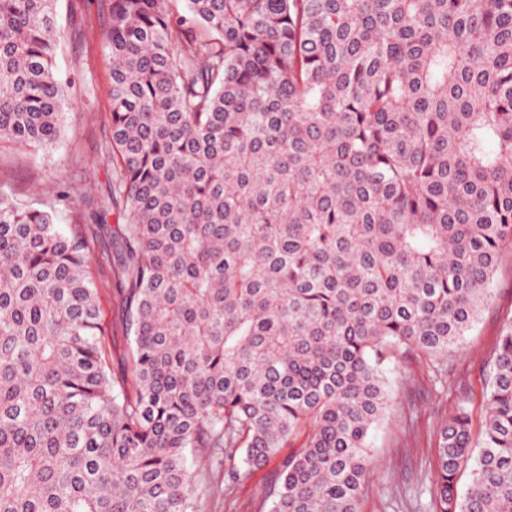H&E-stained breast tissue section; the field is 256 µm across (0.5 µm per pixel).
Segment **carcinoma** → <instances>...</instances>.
Returning <instances> with one entry per match:
<instances>
[{
	"label": "carcinoma",
	"mask_w": 512,
	"mask_h": 512,
	"mask_svg": "<svg viewBox=\"0 0 512 512\" xmlns=\"http://www.w3.org/2000/svg\"><path fill=\"white\" fill-rule=\"evenodd\" d=\"M109 231L0 191V512H200L282 458L271 512H359L397 351L445 356L512 246V0H112ZM55 0H0V140L55 148ZM430 512H512V322ZM203 450L200 467L186 451ZM479 453H474V449ZM470 469L465 494L458 474ZM109 240L103 235L93 239L89 253L88 271L98 289L100 323L104 329L102 345L114 371H129L130 337L122 323L116 292L113 260L110 261Z\"/></svg>",
	"instance_id": "1"
}]
</instances>
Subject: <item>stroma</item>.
<instances>
[{
  "label": "stroma",
  "mask_w": 512,
  "mask_h": 512,
  "mask_svg": "<svg viewBox=\"0 0 512 512\" xmlns=\"http://www.w3.org/2000/svg\"><path fill=\"white\" fill-rule=\"evenodd\" d=\"M112 0H57L55 64L65 83L68 104L64 135L52 152L0 141V190L23 203H46L61 189L78 195L89 192L81 208L58 205L61 227L72 224H116L109 209L108 183L112 151L105 142L111 123V62L107 51ZM88 271L98 289L103 350L113 370L129 368L130 339L122 323L109 240L94 238ZM512 321V250H505L494 279L488 307L451 349L439 382L428 379L435 360L426 355L398 356L385 362L390 405L372 431V476L360 502V512H425L434 498L437 432L465 406L473 434H480L486 416L485 381L492 355L507 322ZM256 470L241 469L234 483L214 471L211 487L200 494L201 512H270L265 492L277 475L279 458Z\"/></svg>",
  "instance_id": "obj_1"
}]
</instances>
